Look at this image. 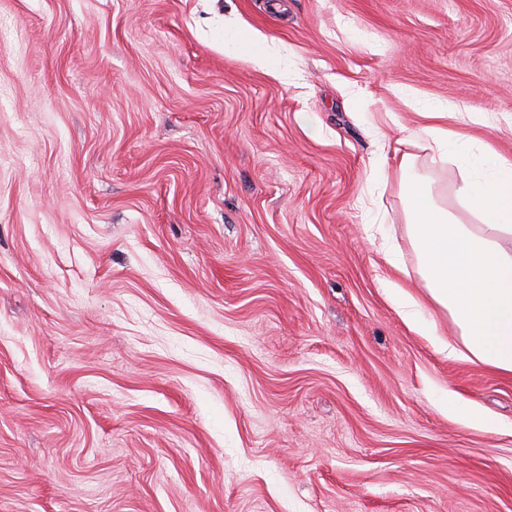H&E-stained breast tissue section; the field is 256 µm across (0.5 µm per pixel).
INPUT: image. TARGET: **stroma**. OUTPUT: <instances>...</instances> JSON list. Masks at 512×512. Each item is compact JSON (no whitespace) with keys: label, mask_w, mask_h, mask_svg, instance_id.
<instances>
[{"label":"stroma","mask_w":512,"mask_h":512,"mask_svg":"<svg viewBox=\"0 0 512 512\" xmlns=\"http://www.w3.org/2000/svg\"><path fill=\"white\" fill-rule=\"evenodd\" d=\"M0 29V512H512V376L410 330L366 231L420 294L400 156L448 201L459 171L419 102L512 158V0H0ZM225 32V45H233V48L253 53L255 55V62L259 59L265 61L267 51L263 47L260 38L247 31L244 32L242 29L233 28L227 29ZM370 226V227H368ZM373 226H378L376 229H374ZM385 224H367V231H370V236L372 237L373 241L376 239V236L374 235V230L380 234L382 242L380 244L381 250L384 253V258L386 262L389 264V266L397 271L398 273L409 276L408 271L402 264L400 260V247L399 245L395 244L386 234V229L383 227ZM448 413L461 418L465 426L490 430L492 424L488 418L473 404L448 403Z\"/></svg>","instance_id":"obj_1"}]
</instances>
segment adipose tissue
<instances>
[{
    "label": "adipose tissue",
    "mask_w": 512,
    "mask_h": 512,
    "mask_svg": "<svg viewBox=\"0 0 512 512\" xmlns=\"http://www.w3.org/2000/svg\"><path fill=\"white\" fill-rule=\"evenodd\" d=\"M423 109L434 120L422 130L428 148L455 156L461 166L457 205L443 206L431 185L415 174L412 156H402L408 244L424 294L415 296L390 278L383 288L419 334L436 333L426 306L449 315L455 337L438 343L446 357L512 376V158L449 130L447 105L427 103Z\"/></svg>",
    "instance_id": "adipose-tissue-1"
}]
</instances>
